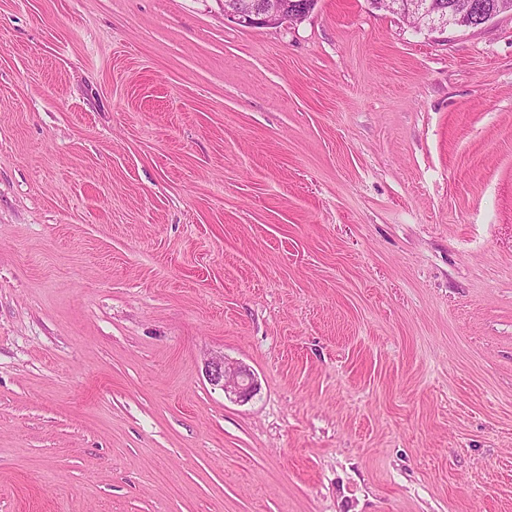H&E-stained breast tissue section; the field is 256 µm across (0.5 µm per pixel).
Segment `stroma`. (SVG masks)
Wrapping results in <instances>:
<instances>
[{"instance_id": "obj_1", "label": "stroma", "mask_w": 512, "mask_h": 512, "mask_svg": "<svg viewBox=\"0 0 512 512\" xmlns=\"http://www.w3.org/2000/svg\"><path fill=\"white\" fill-rule=\"evenodd\" d=\"M0 512H512V12L0 0ZM224 17L242 28L279 27L301 23L316 0H222ZM439 1L448 7L454 0ZM511 1L502 0L497 9L488 12L481 18L480 24L471 22L475 11L473 0H459V2L451 4L448 10L436 0H397L391 10L400 12L418 30L442 34L448 28H472V25H484L499 15L501 11H512ZM208 366V378L213 384L222 383L224 392H231L238 398L247 399L256 390L253 373L243 365L226 364L224 360L213 361Z\"/></svg>"}]
</instances>
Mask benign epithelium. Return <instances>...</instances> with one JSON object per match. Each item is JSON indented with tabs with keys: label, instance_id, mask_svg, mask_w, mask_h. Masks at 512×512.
<instances>
[{
	"label": "benign epithelium",
	"instance_id": "benign-epithelium-1",
	"mask_svg": "<svg viewBox=\"0 0 512 512\" xmlns=\"http://www.w3.org/2000/svg\"><path fill=\"white\" fill-rule=\"evenodd\" d=\"M224 18L242 28L279 27L297 24L315 8L316 0H223ZM392 10L409 20L415 28L444 33L450 28H470L475 11L473 0H457L445 8L436 0H396ZM208 378L222 384L224 391L242 399L255 391L253 373L243 365L223 360L209 365Z\"/></svg>",
	"mask_w": 512,
	"mask_h": 512
}]
</instances>
